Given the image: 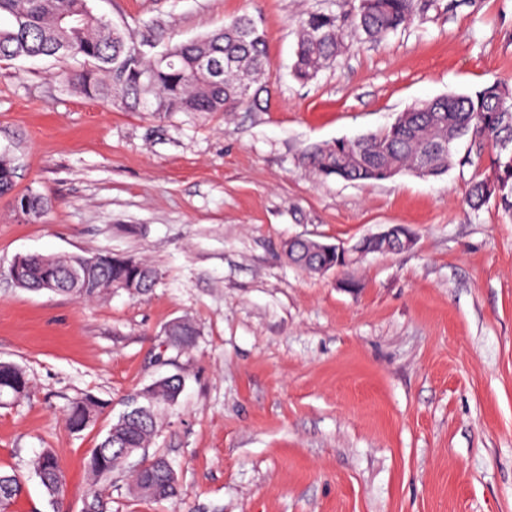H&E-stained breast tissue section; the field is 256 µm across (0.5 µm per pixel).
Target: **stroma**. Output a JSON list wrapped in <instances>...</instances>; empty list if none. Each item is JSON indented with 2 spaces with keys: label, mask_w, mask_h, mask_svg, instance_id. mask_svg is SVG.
I'll list each match as a JSON object with an SVG mask.
<instances>
[{
  "label": "stroma",
  "mask_w": 512,
  "mask_h": 512,
  "mask_svg": "<svg viewBox=\"0 0 512 512\" xmlns=\"http://www.w3.org/2000/svg\"><path fill=\"white\" fill-rule=\"evenodd\" d=\"M413 25L380 39L359 0H91L148 56L234 16L262 21L261 108L157 114L64 85L72 58L0 60V360L30 380L0 405V471L25 488L10 512H512V215L465 203L472 168L377 183L312 176L316 143L392 124L415 103L512 81V0H417ZM331 12L342 52L311 81L292 72L295 20ZM49 200L39 218L14 196ZM403 224L413 243L341 272L291 264L286 240L352 245ZM109 251L159 281L94 302L18 287L20 255ZM352 287H343V280ZM191 320V350L167 325ZM182 375L148 455L176 501L136 498L126 473L92 485L86 459L126 400ZM105 401L80 432L70 402ZM52 449L66 488L30 470Z\"/></svg>",
  "instance_id": "obj_1"
}]
</instances>
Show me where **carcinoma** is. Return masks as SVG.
I'll return each mask as SVG.
<instances>
[{
  "label": "carcinoma",
  "instance_id": "1",
  "mask_svg": "<svg viewBox=\"0 0 512 512\" xmlns=\"http://www.w3.org/2000/svg\"><path fill=\"white\" fill-rule=\"evenodd\" d=\"M12 23L0 27V60L21 57L82 58L87 68L64 72L65 83H76L89 96L110 99L128 109L152 112H233L244 104H257L266 91L269 75L264 30L249 16L234 18L209 35L178 44L154 60L130 42L124 31L96 15L89 0H0V16ZM417 18L416 0H360L357 27L371 38L406 28ZM295 75L314 79L336 62L342 48L343 24L332 13H312L298 21ZM207 53L223 64L215 77L207 72L200 55ZM467 151L456 156L459 141ZM302 164L322 177L349 182H379L404 171L441 176L452 166L476 169L468 183L466 200L479 211L494 204L512 214V85L493 82L470 93L448 95L422 102L398 115L389 128L354 139L310 146ZM489 162L494 175L477 169ZM15 168L0 157V195L14 187ZM30 216L40 217L49 207L40 193L25 194ZM284 253L295 266L309 272L336 268V247L313 251L303 240L284 243ZM15 283L27 290L50 291L83 301H94L123 286L145 295L152 291L157 272L149 264L108 251L91 255H26L9 268ZM170 343L180 350L192 348L194 325L186 320L168 325ZM25 372L16 364L0 361V400L16 399L28 392ZM183 389L177 375L163 377L134 394L126 410L112 424L86 460L92 483L97 484L123 467L128 458L149 447L161 409L175 404ZM138 406L144 413L134 414ZM104 403L91 395L73 400L65 415L67 425L81 431L92 424ZM32 468L47 495L56 499L65 478L56 455L45 450ZM133 492L140 498L171 501L177 480L166 459L156 456L131 474ZM23 481L15 473H0V512L22 493Z\"/></svg>",
  "mask_w": 512,
  "mask_h": 512
}]
</instances>
